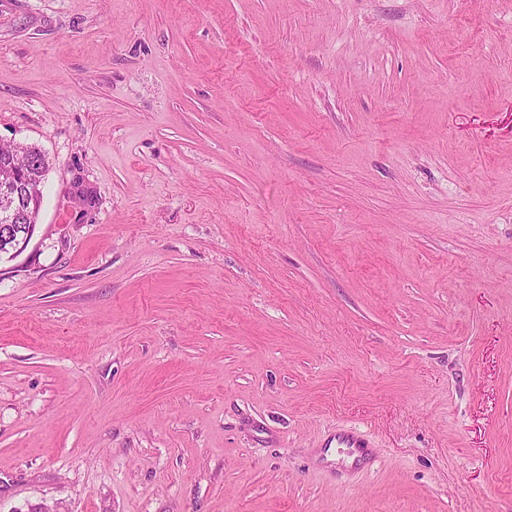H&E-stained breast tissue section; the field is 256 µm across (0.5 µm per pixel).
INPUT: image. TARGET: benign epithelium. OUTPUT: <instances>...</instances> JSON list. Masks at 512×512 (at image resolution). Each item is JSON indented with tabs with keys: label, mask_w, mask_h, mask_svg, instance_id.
Listing matches in <instances>:
<instances>
[{
	"label": "benign epithelium",
	"mask_w": 512,
	"mask_h": 512,
	"mask_svg": "<svg viewBox=\"0 0 512 512\" xmlns=\"http://www.w3.org/2000/svg\"><path fill=\"white\" fill-rule=\"evenodd\" d=\"M0 244L12 246L10 258H16L28 245L40 211L42 186L16 175L14 158L0 157Z\"/></svg>",
	"instance_id": "benign-epithelium-1"
}]
</instances>
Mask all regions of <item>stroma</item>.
<instances>
[{
  "label": "stroma",
  "mask_w": 512,
  "mask_h": 512,
  "mask_svg": "<svg viewBox=\"0 0 512 512\" xmlns=\"http://www.w3.org/2000/svg\"><path fill=\"white\" fill-rule=\"evenodd\" d=\"M13 143L0 512H512V0H0ZM0 170V245L12 246L9 260L16 258L28 245L40 211L43 185L16 175L13 155H3ZM40 200V203H39ZM22 228V231L16 232ZM327 448H336V457L347 462L356 452L363 453L364 448H372V442L365 432L353 429L338 430Z\"/></svg>",
  "instance_id": "1"
}]
</instances>
